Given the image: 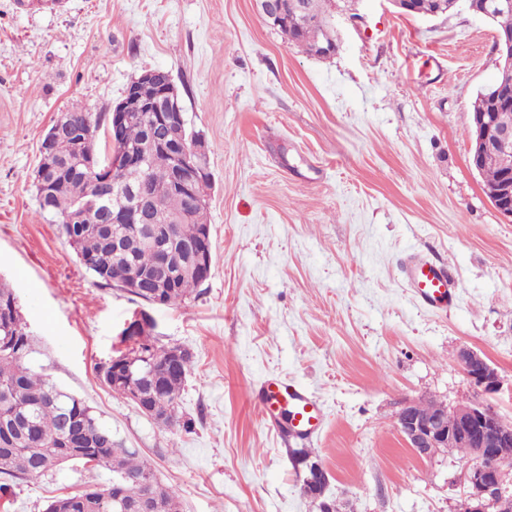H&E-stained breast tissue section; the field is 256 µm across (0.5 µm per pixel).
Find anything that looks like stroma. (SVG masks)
<instances>
[{"label":"stroma","mask_w":512,"mask_h":512,"mask_svg":"<svg viewBox=\"0 0 512 512\" xmlns=\"http://www.w3.org/2000/svg\"><path fill=\"white\" fill-rule=\"evenodd\" d=\"M337 49L291 46L255 0H0V282L32 338L27 364L84 400L176 489L183 512H317L303 468L249 394L281 374L321 403L311 444L341 512H462L461 454L422 458L404 402L485 400L512 420V222L470 164L472 102L497 73L492 22L459 9L401 14L358 0ZM169 71L202 135L213 189L212 271L179 306H141L99 285L39 213L34 171L53 119L118 101L146 69ZM446 264L459 303L432 314L401 280L411 252ZM186 345L191 431L167 430L99 379L133 314ZM480 352L486 396L457 362ZM112 482L66 465L11 480L0 512ZM457 361L470 384L482 393L496 392L502 380L498 371L473 349L462 348Z\"/></svg>","instance_id":"obj_1"}]
</instances>
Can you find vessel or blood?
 <instances>
[{
	"mask_svg": "<svg viewBox=\"0 0 512 512\" xmlns=\"http://www.w3.org/2000/svg\"><path fill=\"white\" fill-rule=\"evenodd\" d=\"M402 270L406 285L421 308L435 311L456 305L458 284L445 265L414 252L404 260ZM256 398L264 421L284 437L309 441L324 428L322 409L314 397L287 379H265Z\"/></svg>",
	"mask_w": 512,
	"mask_h": 512,
	"instance_id": "obj_1",
	"label": "vessel or blood"
}]
</instances>
